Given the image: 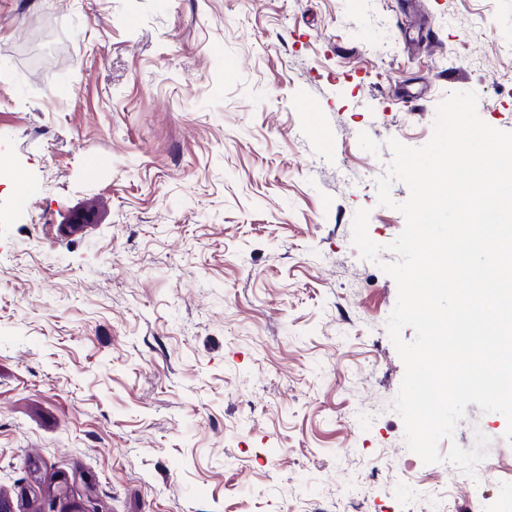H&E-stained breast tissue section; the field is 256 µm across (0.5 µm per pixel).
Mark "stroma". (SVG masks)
<instances>
[{"label": "stroma", "instance_id": "obj_1", "mask_svg": "<svg viewBox=\"0 0 512 512\" xmlns=\"http://www.w3.org/2000/svg\"><path fill=\"white\" fill-rule=\"evenodd\" d=\"M479 96L512 0H0V494L16 512H512L405 449L388 140ZM40 187L14 207V171ZM369 212L377 261L352 243ZM376 407L365 424L355 409Z\"/></svg>", "mask_w": 512, "mask_h": 512}]
</instances>
